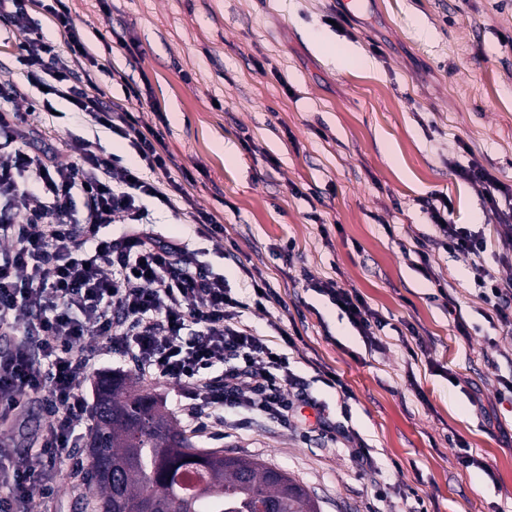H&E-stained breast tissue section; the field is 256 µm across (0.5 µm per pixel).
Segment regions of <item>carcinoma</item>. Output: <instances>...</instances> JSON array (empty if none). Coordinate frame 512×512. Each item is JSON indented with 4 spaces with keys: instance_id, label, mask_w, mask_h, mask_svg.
<instances>
[{
    "instance_id": "cac0c4a2",
    "label": "carcinoma",
    "mask_w": 512,
    "mask_h": 512,
    "mask_svg": "<svg viewBox=\"0 0 512 512\" xmlns=\"http://www.w3.org/2000/svg\"><path fill=\"white\" fill-rule=\"evenodd\" d=\"M95 428L82 469L95 512H320L307 488L271 467L222 449L197 448L151 395L123 378L97 384ZM189 472L198 483H182Z\"/></svg>"
}]
</instances>
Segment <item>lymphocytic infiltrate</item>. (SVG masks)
I'll return each instance as SVG.
<instances>
[{
    "label": "lymphocytic infiltrate",
    "instance_id": "1",
    "mask_svg": "<svg viewBox=\"0 0 512 512\" xmlns=\"http://www.w3.org/2000/svg\"><path fill=\"white\" fill-rule=\"evenodd\" d=\"M9 2L6 17L21 38L16 60L29 81L128 140L149 170H166L160 134L143 132L133 110L106 111L95 98L98 62L74 34L67 0L45 7L69 34L64 52L39 32L32 0ZM0 138L12 147L0 159V335L9 340L0 350V418L15 417L34 399L45 415L37 450L22 465L0 464V512L55 494L56 464L69 458L89 419L77 378L102 347L185 387L194 419L227 413L242 425L261 420L309 435L297 413L305 394L287 354L274 353L241 321L245 310L269 300L267 283L238 299L223 275L202 271L186 241L148 220L142 198L171 202L162 184L106 153L99 137L37 150L24 114L5 108ZM425 210L438 231L436 246L465 259L478 297L511 335L512 279L486 267L484 233L449 222L447 209L433 203ZM119 219L121 236L106 235ZM313 288L373 341L383 321L357 291L331 280ZM219 366L220 381L213 374Z\"/></svg>",
    "mask_w": 512,
    "mask_h": 512
}]
</instances>
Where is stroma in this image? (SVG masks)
I'll return each instance as SVG.
<instances>
[{
    "label": "stroma",
    "instance_id": "35a3bbf8",
    "mask_svg": "<svg viewBox=\"0 0 512 512\" xmlns=\"http://www.w3.org/2000/svg\"><path fill=\"white\" fill-rule=\"evenodd\" d=\"M73 24L121 81L99 75L103 102L159 131L170 179L187 199H145L150 219L187 241L231 295L248 296L251 274L274 293L244 321L276 347L297 337L291 367L334 438L255 422L211 421L199 432L184 387L102 351L80 376L93 394L101 374L136 383L161 400L203 448L255 458L315 495L321 512H512V336L492 320L463 259L433 246L421 202L447 198L448 219L490 240L487 266L512 278V230L500 226L485 188L455 175L483 167L512 186V0H69ZM355 47L373 64L336 65L313 34ZM19 41L0 18V90L26 111L38 90L14 68ZM33 128L52 138L98 134L126 166V142L95 129L63 100ZM237 161L224 162L225 146ZM210 212L224 230L201 235L188 211ZM290 256H280L285 242ZM429 259L421 261L419 243ZM429 271H422V264ZM359 292L385 320L366 344L307 279ZM445 285L455 309L434 299ZM337 375L336 390L320 380ZM350 399H343V392ZM43 424L39 403L0 420L9 463L26 457ZM483 468L463 467L454 439ZM370 448L371 466L356 457ZM85 448L57 467L59 490L18 512H84ZM387 484L378 492L370 469Z\"/></svg>",
    "mask_w": 512,
    "mask_h": 512
}]
</instances>
